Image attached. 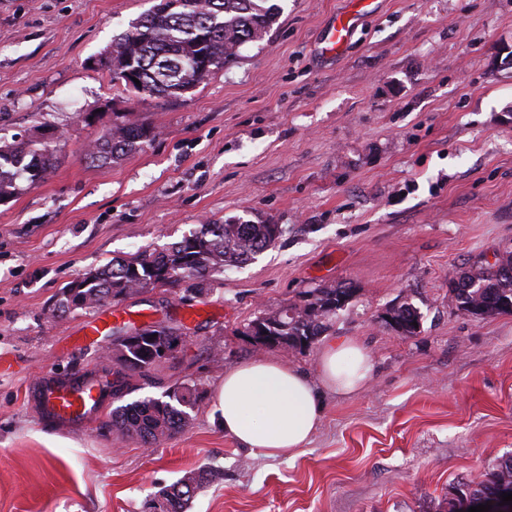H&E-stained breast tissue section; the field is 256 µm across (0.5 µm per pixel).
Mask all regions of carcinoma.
<instances>
[{
	"instance_id": "obj_1",
	"label": "carcinoma",
	"mask_w": 512,
	"mask_h": 512,
	"mask_svg": "<svg viewBox=\"0 0 512 512\" xmlns=\"http://www.w3.org/2000/svg\"><path fill=\"white\" fill-rule=\"evenodd\" d=\"M268 0H180L171 12L153 5L131 25V30L112 40L102 65L108 72L127 61L137 71L142 91L150 98H179L213 74L235 62L239 48L259 41L269 32L277 12L265 6ZM147 123L112 121V127L85 153L90 163H116L143 148L153 137ZM58 152L55 142L23 138L0 141V203H7L22 190L21 179L33 185L45 179ZM282 235L277 224L226 221L203 224L201 229L166 247L142 248L116 257L101 267L80 274L60 289L50 317L60 318L83 308L119 302L134 293L163 288L179 300L199 298L224 270L238 267L273 246ZM497 269L481 268L459 275V280L482 284L480 288L452 289L458 308L474 316L512 313V255L500 260ZM352 296L349 288H314L303 294V303L264 313L244 325L241 335L254 331V346L301 351L327 328V323ZM383 321L402 336L416 335L420 315L404 302L387 309ZM128 326L112 328V343L127 353L112 368L113 379H98L101 397L120 401L130 391L131 380H147L166 357L161 348L173 335V327L158 323L144 327L135 342H125ZM202 400L196 386L180 384L159 398H144L115 408L101 423L104 433L116 432L143 445H154L188 429L189 410ZM219 474L203 466L186 472L159 491L167 503L165 512H187L196 492ZM504 483L512 484V456L492 467L485 481L463 483L448 498L446 512H462L463 501L495 495Z\"/></svg>"
}]
</instances>
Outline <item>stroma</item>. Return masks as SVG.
I'll return each instance as SVG.
<instances>
[{
    "label": "stroma",
    "instance_id": "35a3bbf8",
    "mask_svg": "<svg viewBox=\"0 0 512 512\" xmlns=\"http://www.w3.org/2000/svg\"><path fill=\"white\" fill-rule=\"evenodd\" d=\"M267 35L176 99L112 83L113 39L155 0H0V138L63 133L44 181L0 204V512H145L205 465L219 476L189 512H444L451 488L512 455V314L457 307L452 278L512 252V0H375L350 45L317 46L354 0H271ZM154 138L118 164L86 149L116 116ZM281 226L277 243L186 303L157 288L121 303L135 324L188 336L128 401L198 384L186 431L153 449L97 422L48 418L45 374L102 370L80 342L98 309L51 319L85 271L208 222ZM350 302L301 352L241 336L309 289ZM410 303L417 335L382 321ZM351 337L373 368L360 392L324 396L295 455L239 447L218 423L226 370L277 359L308 374Z\"/></svg>",
    "mask_w": 512,
    "mask_h": 512
}]
</instances>
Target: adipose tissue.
Returning <instances> with one entry per match:
<instances>
[{"label": "adipose tissue", "mask_w": 512, "mask_h": 512, "mask_svg": "<svg viewBox=\"0 0 512 512\" xmlns=\"http://www.w3.org/2000/svg\"><path fill=\"white\" fill-rule=\"evenodd\" d=\"M318 380L274 359L242 362L219 387L220 423L239 447L277 458L305 448L324 416L323 390L349 395L363 390L372 361L356 340L323 345Z\"/></svg>", "instance_id": "adipose-tissue-1"}]
</instances>
